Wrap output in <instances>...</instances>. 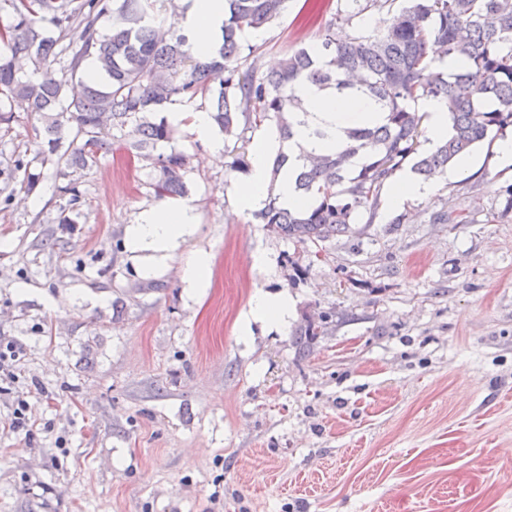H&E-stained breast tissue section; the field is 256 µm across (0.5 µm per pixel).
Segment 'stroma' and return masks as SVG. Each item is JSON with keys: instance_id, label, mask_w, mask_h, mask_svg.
<instances>
[{"instance_id": "35a3bbf8", "label": "stroma", "mask_w": 512, "mask_h": 512, "mask_svg": "<svg viewBox=\"0 0 512 512\" xmlns=\"http://www.w3.org/2000/svg\"><path fill=\"white\" fill-rule=\"evenodd\" d=\"M339 6L290 0L245 39L257 72L328 26L356 35L388 18L341 26ZM38 125L0 124V161L24 164L0 191V347L18 353L0 380V512H512V170L494 146L400 209L380 194L314 245L237 202L274 122L204 139L182 121L172 144L197 226L179 251L211 256L192 289L178 256L144 276L124 248L160 199L123 134L75 172ZM68 206L75 223H59ZM443 210L468 221L434 223ZM260 292L287 294L286 325L251 317ZM322 314L300 354L293 331ZM20 398L30 426L17 432Z\"/></svg>"}]
</instances>
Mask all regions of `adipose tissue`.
I'll use <instances>...</instances> for the list:
<instances>
[{"mask_svg":"<svg viewBox=\"0 0 512 512\" xmlns=\"http://www.w3.org/2000/svg\"><path fill=\"white\" fill-rule=\"evenodd\" d=\"M191 13L196 51L204 54L214 50L221 36L224 0H193ZM296 93L303 99L306 111L296 117L291 138L281 145L289 158L278 176L279 203L286 208L300 207L307 202L295 189L296 161L302 153L335 150L346 129L382 117L375 102L367 97L333 94L309 83L298 85ZM269 151L266 141L256 143L249 173L237 189L242 206H259L266 196ZM196 220L189 207L157 205L145 211L139 223L128 225L124 247L137 261L164 260L193 233Z\"/></svg>","mask_w":512,"mask_h":512,"instance_id":"1","label":"adipose tissue"}]
</instances>
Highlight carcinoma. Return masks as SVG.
I'll return each mask as SVG.
<instances>
[{
  "label": "carcinoma",
  "instance_id": "1",
  "mask_svg": "<svg viewBox=\"0 0 512 512\" xmlns=\"http://www.w3.org/2000/svg\"><path fill=\"white\" fill-rule=\"evenodd\" d=\"M288 2L224 0L221 43L199 56L178 23L157 22L153 0H12V13L0 17V122H11L16 112L36 114L49 153L74 170L112 151L105 125L124 130L129 156L157 171L156 194L184 196L185 156L173 147L159 151L171 144L174 129L167 118H155L175 102L207 99L213 124L226 137L237 135L241 123L273 121L284 142L292 136L291 118L303 111L296 85L366 95L380 106L382 121L346 130L339 149L299 167L296 190L311 205L291 210L271 196L255 214L278 235L311 243L347 232L356 210L377 203L408 158L427 181L512 125V0H404L381 30L350 37L329 28L320 44L295 50L258 79L241 71L246 61L255 69L258 59L257 47L243 45L246 34L278 18ZM394 3L345 0L337 18L349 24ZM47 15L59 33L76 34L68 46L70 76L87 58L104 72L78 99L66 97V80L49 69L59 38L40 25ZM104 15L112 17L107 33L97 27ZM437 46L444 56L457 55L462 67L450 75L436 70ZM21 59L40 71L38 82L18 75ZM428 97L447 103L449 132L420 153L425 114L414 103ZM327 320L299 326L294 344L310 352Z\"/></svg>",
  "mask_w": 512,
  "mask_h": 512
}]
</instances>
